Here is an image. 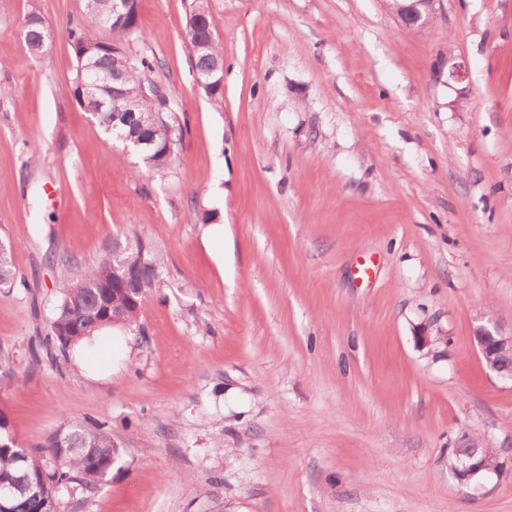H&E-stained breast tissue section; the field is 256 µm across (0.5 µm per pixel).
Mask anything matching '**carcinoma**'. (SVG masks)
Here are the masks:
<instances>
[{"label": "carcinoma", "mask_w": 512, "mask_h": 512, "mask_svg": "<svg viewBox=\"0 0 512 512\" xmlns=\"http://www.w3.org/2000/svg\"><path fill=\"white\" fill-rule=\"evenodd\" d=\"M111 6L112 0H84L85 13L92 19L107 14ZM190 14L203 19L204 26H213L208 0H193ZM110 33L111 39L97 40L87 37L78 25L70 28L69 39L75 57L84 53L86 58L96 62L100 74L110 77L115 73L121 76L128 96L147 116L149 111L157 107V102L152 95L144 94V90L157 84L154 73L159 68V62L138 54L135 63L128 66L126 58L113 55L111 49L113 45L123 46L134 39H143L138 14H133L130 27L112 28ZM188 41L193 69L200 72L212 62L223 59L220 42L209 39L203 31L194 29L188 32ZM96 119L105 134L116 141L120 135L130 132L128 127L112 128L110 112H101ZM185 132L186 127L181 124L177 112L164 113L163 119L149 125L145 131L152 144L138 157L139 162L144 168L156 172L168 169L177 157V152H169V142L179 144ZM121 259L132 265L141 260L156 265L153 251L138 238ZM59 263L60 301L51 326L52 334L45 338L43 345L47 348L55 345L65 351L70 348L65 338L72 334V329H77V336L73 340L76 344L112 326L110 322L91 316L89 310L97 305L104 293L112 292L115 258L112 251L107 250L96 264L85 268L77 276L71 274L73 260L63 256ZM154 284L155 280L152 279L141 285L135 304L128 302L124 292L113 296L115 306L122 311L124 327L132 330L140 327V311ZM121 459V451L112 440V433L104 426L71 419L49 437L47 444L37 449L23 451L15 446H0V483L17 482L32 487L29 497L19 502L24 512H60L61 495L65 490L78 484L90 492L94 491L112 474V469Z\"/></svg>", "instance_id": "carcinoma-1"}]
</instances>
